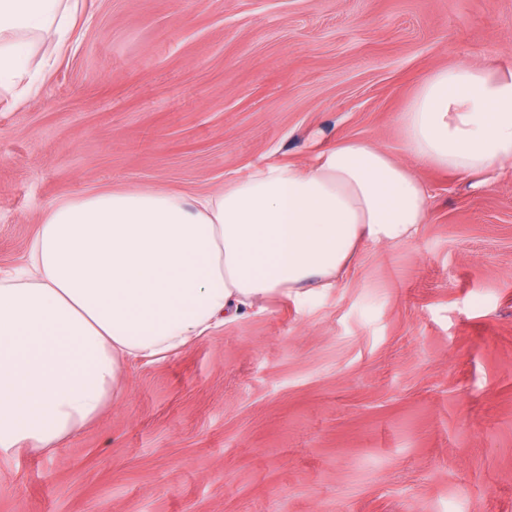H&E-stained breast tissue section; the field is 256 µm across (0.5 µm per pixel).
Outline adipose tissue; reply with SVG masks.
I'll list each match as a JSON object with an SVG mask.
<instances>
[{
    "mask_svg": "<svg viewBox=\"0 0 512 512\" xmlns=\"http://www.w3.org/2000/svg\"><path fill=\"white\" fill-rule=\"evenodd\" d=\"M84 0H0V90L34 94L31 53L60 57ZM413 161L485 182L512 163V71L436 70L398 117ZM427 188L378 145L258 164L202 196L152 188L45 215L21 274L0 275V452L51 453L157 363L270 296L333 287L364 243L411 241Z\"/></svg>",
    "mask_w": 512,
    "mask_h": 512,
    "instance_id": "ef3b65f1",
    "label": "adipose tissue"
}]
</instances>
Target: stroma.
<instances>
[{"instance_id":"obj_1","label":"stroma","mask_w":512,"mask_h":512,"mask_svg":"<svg viewBox=\"0 0 512 512\" xmlns=\"http://www.w3.org/2000/svg\"><path fill=\"white\" fill-rule=\"evenodd\" d=\"M37 95L0 97V272L55 204L197 196L371 141L455 64L512 70V0H86ZM428 217L335 287L275 295L51 454L0 453V512H512V166L414 164Z\"/></svg>"}]
</instances>
